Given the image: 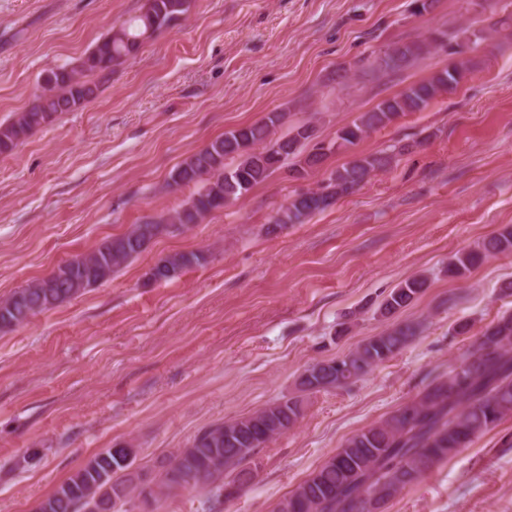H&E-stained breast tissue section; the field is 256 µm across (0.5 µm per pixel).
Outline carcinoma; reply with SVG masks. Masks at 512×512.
I'll return each mask as SVG.
<instances>
[{
  "label": "carcinoma",
  "mask_w": 512,
  "mask_h": 512,
  "mask_svg": "<svg viewBox=\"0 0 512 512\" xmlns=\"http://www.w3.org/2000/svg\"><path fill=\"white\" fill-rule=\"evenodd\" d=\"M191 0H147L140 15L122 22L112 34L71 68L52 69L41 78L36 100L14 118L0 124V154L12 151L33 130L47 125L62 112H72L95 94L96 85L86 74L103 78L112 68L135 54L145 40L187 14ZM426 44L402 43L379 58L383 71L398 70L417 58ZM468 70L461 61L406 86L382 100L336 132L328 146L316 145L298 157L300 147L314 138V127L301 125L279 136L285 115L271 112L263 120L224 132L210 141L170 174L178 187L204 184L180 209L156 219L134 224L123 234L104 240L87 254L67 260L49 275L15 289L0 300V332L24 325L34 315L49 311L106 281L139 257L158 235L175 224H198L208 214L246 195L265 182L286 161L295 157L292 172L306 177L320 167L328 153L357 145L369 130L385 127L398 118L425 110L448 83H459ZM238 159L228 168L224 160ZM394 154L386 150L360 154L331 172L316 188L296 195L283 219L268 225L274 233L287 224H300L354 192L370 175L391 165ZM512 252V226L463 251L448 264V273L463 277L485 258ZM202 251L176 252L155 266L154 280L170 281L179 273L206 262ZM426 288V279L412 277L392 290L380 305L391 316L409 306ZM416 337L412 324H393L340 358L313 364L311 375L300 377V395L272 402L252 414L211 424L189 445L171 452L147 484H137L123 496H112L135 469L137 454L125 448H106L89 457L38 505L36 512H83L84 501L99 499V512H132L142 497H168L173 487L224 493L228 500L250 485L255 477L251 457L293 428L305 412L304 395L345 387L383 364ZM512 415V314H504L482 332L477 347L463 354L448 372L435 375L414 397L401 403L380 422L366 427L278 503L276 512H384L403 489L493 429Z\"/></svg>",
  "instance_id": "cac0c4a2"
}]
</instances>
